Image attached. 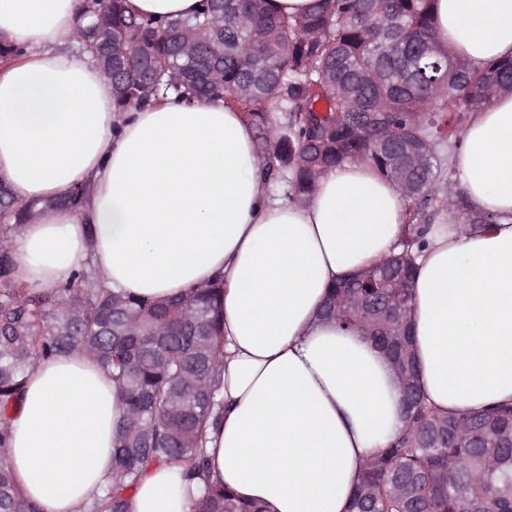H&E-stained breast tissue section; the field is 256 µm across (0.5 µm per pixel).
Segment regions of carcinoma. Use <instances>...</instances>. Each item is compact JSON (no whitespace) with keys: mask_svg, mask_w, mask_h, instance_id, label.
Returning <instances> with one entry per match:
<instances>
[{"mask_svg":"<svg viewBox=\"0 0 512 512\" xmlns=\"http://www.w3.org/2000/svg\"><path fill=\"white\" fill-rule=\"evenodd\" d=\"M436 0H316L300 16L270 0H199L186 18L131 13L126 0H92L78 26L113 85V109L129 112L169 95L221 100L254 133L268 178L307 198L326 170L347 161L396 182L407 201V237L396 256L336 283L319 317L364 329L402 379L405 428L365 463L348 512H512V403L444 414L416 381L411 321L416 221L438 198L470 224L455 178L441 181L437 151L458 145L467 117L512 94V57L470 65L436 32ZM286 112L275 120L272 110ZM77 186L44 203L82 207ZM34 216L0 182V512H41L23 497L8 460L10 412L29 370L81 349L112 377L124 408L114 436L112 481L83 512H127L128 493L153 467L182 468L202 483L198 512H266L207 479L206 430L224 416L223 283L186 295L144 298L104 286L87 268L36 293L14 278L8 239Z\"/></svg>","mask_w":512,"mask_h":512,"instance_id":"1","label":"carcinoma"}]
</instances>
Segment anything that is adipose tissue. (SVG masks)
Listing matches in <instances>:
<instances>
[{
  "mask_svg": "<svg viewBox=\"0 0 512 512\" xmlns=\"http://www.w3.org/2000/svg\"><path fill=\"white\" fill-rule=\"evenodd\" d=\"M85 0H0V181L18 203L85 185L11 237L15 279L37 292L93 266L109 288L166 298L224 281V419L210 482L267 512H347L365 462L404 427L387 358L319 318L331 286L397 251L406 201L371 166L329 169L302 202L273 196L253 133L220 101L172 96L119 113L91 56L73 55ZM436 30L468 63L512 55V0H437ZM477 228L428 227L413 289L428 403L462 414L512 403V94L466 124L453 158ZM123 408L81 351L40 361L11 414L9 461L42 512H81L112 479ZM177 470L149 471L129 512H196ZM88 192L86 186H77L67 191L63 196L46 201L44 203L45 209H72L79 210L85 200V195Z\"/></svg>",
  "mask_w": 512,
  "mask_h": 512,
  "instance_id": "1",
  "label": "adipose tissue"
}]
</instances>
